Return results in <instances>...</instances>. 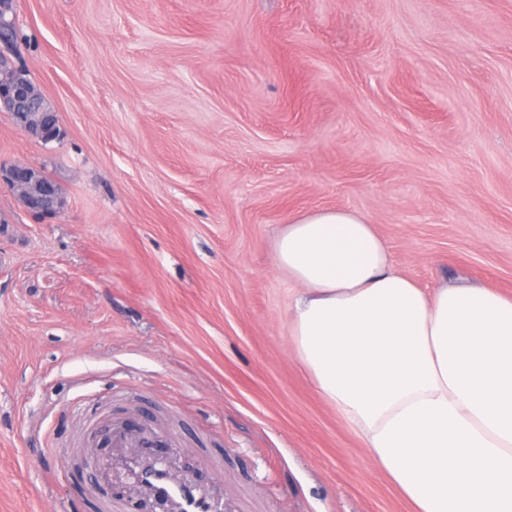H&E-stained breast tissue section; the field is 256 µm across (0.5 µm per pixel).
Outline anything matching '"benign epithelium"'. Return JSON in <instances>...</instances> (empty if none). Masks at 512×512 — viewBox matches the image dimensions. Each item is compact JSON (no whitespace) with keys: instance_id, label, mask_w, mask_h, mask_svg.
Wrapping results in <instances>:
<instances>
[{"instance_id":"7a95c632","label":"benign epithelium","mask_w":512,"mask_h":512,"mask_svg":"<svg viewBox=\"0 0 512 512\" xmlns=\"http://www.w3.org/2000/svg\"><path fill=\"white\" fill-rule=\"evenodd\" d=\"M17 51V43L0 40V112L9 113L29 137L52 142L61 134L57 113L29 80L27 70L13 61ZM0 181L7 183L34 214L52 215L61 206L55 182L38 166L0 164Z\"/></svg>"}]
</instances>
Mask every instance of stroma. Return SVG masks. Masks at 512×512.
I'll return each instance as SVG.
<instances>
[{"label": "stroma", "instance_id": "35a3bbf8", "mask_svg": "<svg viewBox=\"0 0 512 512\" xmlns=\"http://www.w3.org/2000/svg\"><path fill=\"white\" fill-rule=\"evenodd\" d=\"M59 116L0 112V512H95L87 409L243 512H411L288 347L289 216L361 212L424 288L512 294V0H16ZM0 181L7 183L18 194L23 206L34 214L52 215L61 206L55 182L41 167L0 163Z\"/></svg>", "mask_w": 512, "mask_h": 512}]
</instances>
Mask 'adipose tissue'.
<instances>
[{
  "instance_id": "adipose-tissue-1",
  "label": "adipose tissue",
  "mask_w": 512,
  "mask_h": 512,
  "mask_svg": "<svg viewBox=\"0 0 512 512\" xmlns=\"http://www.w3.org/2000/svg\"><path fill=\"white\" fill-rule=\"evenodd\" d=\"M274 262L292 355L375 472L414 512H512V296L420 287L354 210L295 214Z\"/></svg>"
}]
</instances>
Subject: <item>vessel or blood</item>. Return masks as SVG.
<instances>
[{
    "label": "vessel or blood",
    "mask_w": 512,
    "mask_h": 512,
    "mask_svg": "<svg viewBox=\"0 0 512 512\" xmlns=\"http://www.w3.org/2000/svg\"><path fill=\"white\" fill-rule=\"evenodd\" d=\"M161 442L154 426L132 429L118 420L109 422L110 451L103 458L107 492L97 504L99 512H132L140 501L151 503L156 512H237L235 503L225 498L223 486L191 477L173 482L167 460L136 456V449L156 447Z\"/></svg>",
    "instance_id": "vessel-or-blood-1"
}]
</instances>
